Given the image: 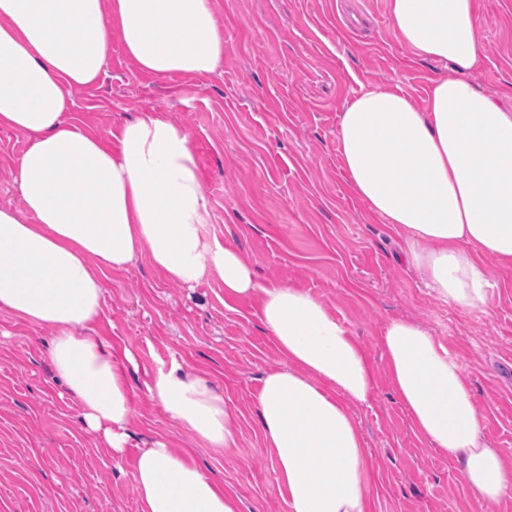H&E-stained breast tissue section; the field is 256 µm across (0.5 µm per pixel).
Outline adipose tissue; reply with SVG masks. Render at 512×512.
Returning <instances> with one entry per match:
<instances>
[{
	"instance_id": "1",
	"label": "adipose tissue",
	"mask_w": 512,
	"mask_h": 512,
	"mask_svg": "<svg viewBox=\"0 0 512 512\" xmlns=\"http://www.w3.org/2000/svg\"><path fill=\"white\" fill-rule=\"evenodd\" d=\"M393 32L424 60L446 63L423 106L367 88L338 115L337 150L353 195L402 240L405 263L435 298L486 312L512 270V96L479 89L474 0H389ZM120 38L155 76L206 77L224 56L213 0H0V126L28 134L19 160L24 209L0 207V310L53 328L48 355L83 428L125 452L133 416L126 372L94 325L103 280L136 258L192 287L215 277L233 298H261L260 320L286 367L256 396L263 442L287 512H369L371 471L350 402L375 374L320 299L287 282L260 284L234 248L204 232L192 136L157 114L125 123L114 143L66 121L72 92L99 82ZM389 377L415 432L447 452L474 496L512 494V467L490 448L458 358L429 330L391 320ZM150 396L209 448L234 442V420L209 380L172 363ZM140 512H239L182 451L156 441L136 462Z\"/></svg>"
}]
</instances>
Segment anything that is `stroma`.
I'll use <instances>...</instances> for the list:
<instances>
[{
  "label": "stroma",
  "mask_w": 512,
  "mask_h": 512,
  "mask_svg": "<svg viewBox=\"0 0 512 512\" xmlns=\"http://www.w3.org/2000/svg\"><path fill=\"white\" fill-rule=\"evenodd\" d=\"M224 58L205 78L143 73L120 41L100 83L76 89L74 117L104 138L147 113L193 136L209 236L233 246L262 284L291 282L322 300L376 372L353 405L371 462V512H512V495L476 498L456 464L415 433L390 384L386 324L411 318L464 366L490 447L512 464V272L488 313L438 300L398 258L395 235L349 191L337 152L338 114L361 88H401L422 102L443 63L417 58L393 35L388 0H214ZM484 55L472 81L512 93V0H476ZM28 137L0 127V206L22 209L18 162ZM96 332L116 360L132 352L134 409L122 457L87 435L80 408L54 376L48 327L0 311V512H139L135 461L155 440L189 453L240 512H286L257 422L266 372L285 360L259 301L225 295L215 279L188 288L146 258L104 280ZM180 362L207 377L235 420L215 450L151 399L159 370Z\"/></svg>",
  "instance_id": "1"
}]
</instances>
